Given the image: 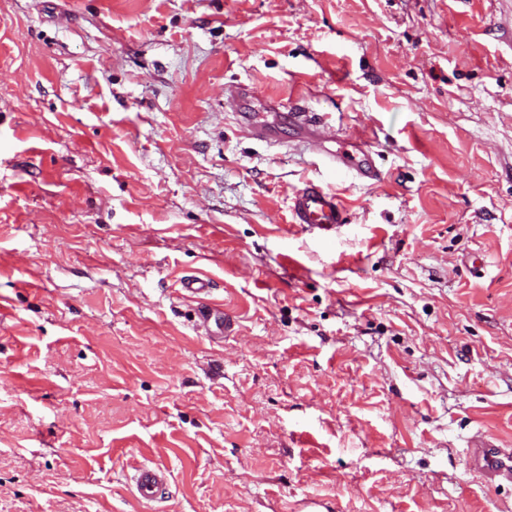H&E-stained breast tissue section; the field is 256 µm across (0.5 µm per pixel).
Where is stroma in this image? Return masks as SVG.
<instances>
[{
	"instance_id": "stroma-1",
	"label": "stroma",
	"mask_w": 512,
	"mask_h": 512,
	"mask_svg": "<svg viewBox=\"0 0 512 512\" xmlns=\"http://www.w3.org/2000/svg\"><path fill=\"white\" fill-rule=\"evenodd\" d=\"M288 98L327 117L298 145ZM480 437L512 448V0H0V512H512ZM331 159L335 167L344 166L355 174L364 179L377 180L378 172L371 161L370 153L358 149V152L348 150H330L324 151ZM293 223L332 234L343 224L344 208L336 194L314 183L295 193L289 206ZM181 289L203 305L200 315L206 336L210 340L224 339V334L230 331L231 323L227 317H224V306L211 299L213 290L211 279L202 275L186 276L181 281ZM168 477L166 469L147 465L138 467L131 477L135 498L140 502L158 499L168 485Z\"/></svg>"
}]
</instances>
